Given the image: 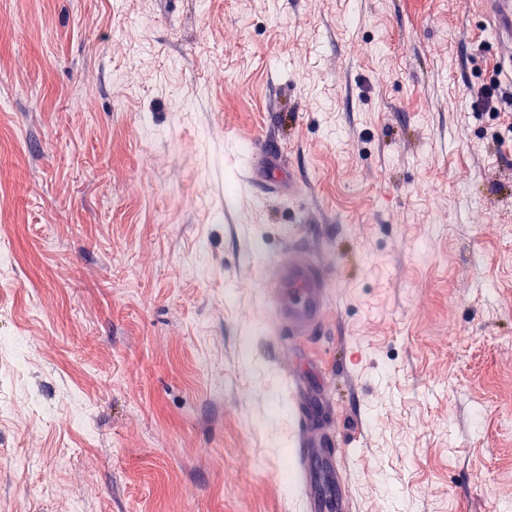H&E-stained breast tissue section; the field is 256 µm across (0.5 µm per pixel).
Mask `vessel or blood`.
Instances as JSON below:
<instances>
[{"label": "vessel or blood", "instance_id": "1", "mask_svg": "<svg viewBox=\"0 0 512 512\" xmlns=\"http://www.w3.org/2000/svg\"><path fill=\"white\" fill-rule=\"evenodd\" d=\"M285 334L301 341L329 317L325 275L303 256L284 258L265 283ZM301 484L309 489L306 512H352L341 452L309 415L299 418L296 451Z\"/></svg>", "mask_w": 512, "mask_h": 512}]
</instances>
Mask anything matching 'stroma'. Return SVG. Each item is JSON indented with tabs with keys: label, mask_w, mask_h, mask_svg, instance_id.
Segmentation results:
<instances>
[{
	"label": "stroma",
	"mask_w": 512,
	"mask_h": 512,
	"mask_svg": "<svg viewBox=\"0 0 512 512\" xmlns=\"http://www.w3.org/2000/svg\"><path fill=\"white\" fill-rule=\"evenodd\" d=\"M506 52L481 0H0V512H303L287 358L352 512L512 504ZM502 70L500 65L494 66L489 82L478 91L476 100L472 102V110L475 112H495L511 120L512 112V86L508 88L500 80ZM506 108H509L507 110ZM510 114V116H509ZM283 333L294 341L311 336L329 317V282L308 259L288 254L265 283Z\"/></svg>",
	"instance_id": "obj_1"
}]
</instances>
